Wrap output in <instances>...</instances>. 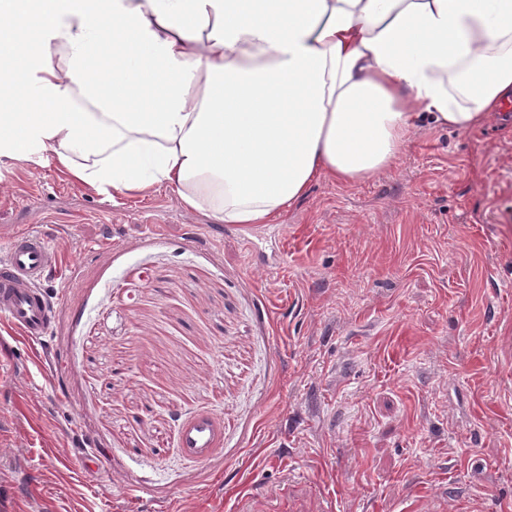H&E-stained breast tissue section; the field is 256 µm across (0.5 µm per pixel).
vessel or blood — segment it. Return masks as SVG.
Segmentation results:
<instances>
[{
    "mask_svg": "<svg viewBox=\"0 0 512 512\" xmlns=\"http://www.w3.org/2000/svg\"><path fill=\"white\" fill-rule=\"evenodd\" d=\"M60 253L49 234L29 228L0 244V322L31 341L49 336L57 304L45 287L58 273ZM180 443L190 459L204 463L222 445V433L208 415L186 423Z\"/></svg>",
    "mask_w": 512,
    "mask_h": 512,
    "instance_id": "1",
    "label": "vessel or blood"
}]
</instances>
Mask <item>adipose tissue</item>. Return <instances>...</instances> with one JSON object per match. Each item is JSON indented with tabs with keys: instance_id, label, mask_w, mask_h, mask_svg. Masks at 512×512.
Wrapping results in <instances>:
<instances>
[{
	"instance_id": "ef3b65f1",
	"label": "adipose tissue",
	"mask_w": 512,
	"mask_h": 512,
	"mask_svg": "<svg viewBox=\"0 0 512 512\" xmlns=\"http://www.w3.org/2000/svg\"><path fill=\"white\" fill-rule=\"evenodd\" d=\"M512 106V0H0V157L268 224Z\"/></svg>"
}]
</instances>
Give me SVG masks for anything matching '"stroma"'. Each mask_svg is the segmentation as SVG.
Masks as SVG:
<instances>
[{"mask_svg":"<svg viewBox=\"0 0 512 512\" xmlns=\"http://www.w3.org/2000/svg\"><path fill=\"white\" fill-rule=\"evenodd\" d=\"M26 224L61 254L59 313L38 345L0 323V512H225L290 483L306 512L323 489L337 512L512 503V117L424 125L269 224L0 158V237ZM205 414L224 445L196 464L179 433Z\"/></svg>","mask_w":512,"mask_h":512,"instance_id":"obj_1","label":"stroma"}]
</instances>
